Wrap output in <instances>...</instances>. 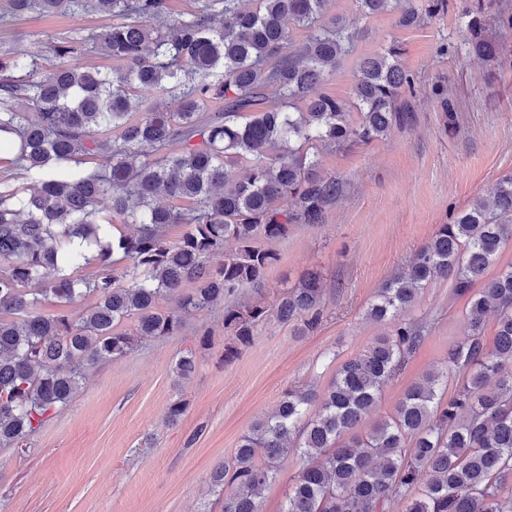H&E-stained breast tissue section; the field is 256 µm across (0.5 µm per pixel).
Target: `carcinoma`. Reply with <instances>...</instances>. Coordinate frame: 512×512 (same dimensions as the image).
I'll list each match as a JSON object with an SVG mask.
<instances>
[{
  "mask_svg": "<svg viewBox=\"0 0 512 512\" xmlns=\"http://www.w3.org/2000/svg\"><path fill=\"white\" fill-rule=\"evenodd\" d=\"M330 0H202L165 27L171 0H4L0 20L84 12L112 24L40 51H0V447L34 436L100 362L126 357L144 337L177 335L185 319L255 286L276 260L261 240L295 224H321L345 182L320 171L319 154L368 144L409 118L413 76L401 49L363 60L354 99L314 89L352 52L355 33L320 19ZM364 15L401 9L418 25L446 0H358ZM468 53L490 66L512 54V10H464ZM310 35L283 52L293 29ZM113 66L78 62L90 50ZM48 62L43 66L41 61ZM276 86L271 100L266 88ZM155 87L174 108L138 101ZM213 101L224 109L204 115ZM304 109H295V103ZM358 120L350 118L351 108ZM26 174L17 187L13 171ZM292 201L281 211L274 202ZM133 228L114 234L116 224ZM186 231L176 243L167 229ZM233 241L236 248L226 251ZM512 245V174L440 224L408 268L379 289L367 314L390 321L323 389L295 385L244 434L211 474L221 512H262L258 495L290 455L301 465L281 512H512V265L487 276ZM218 253L224 260L208 266ZM97 265L101 271L80 275ZM453 281L466 300L464 336L440 368L405 390L365 433L363 421L425 339L404 319L425 286ZM195 287L186 289L188 283ZM325 288L305 273L274 308L224 306V362L240 358L269 317L312 330ZM92 296L76 318L66 307ZM174 309H164L168 300ZM496 316L493 341L486 316ZM134 321L125 332L119 326ZM181 350L180 381L196 372ZM457 389L447 397L448 376Z\"/></svg>",
  "mask_w": 512,
  "mask_h": 512,
  "instance_id": "1",
  "label": "carcinoma"
}]
</instances>
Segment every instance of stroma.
<instances>
[{"label":"stroma","mask_w":512,"mask_h":512,"mask_svg":"<svg viewBox=\"0 0 512 512\" xmlns=\"http://www.w3.org/2000/svg\"><path fill=\"white\" fill-rule=\"evenodd\" d=\"M465 0L417 26L399 23V10L367 18L356 0H330L325 22L356 33L352 53L325 74L317 90L351 100L357 65L399 44L415 79L412 118L368 144L327 150L323 174L341 178L344 195L323 223L297 224L268 241L276 255L243 303L274 305L309 271L326 285L324 318L313 331L269 322L233 363H223L224 307L190 317L179 335L145 338L128 357L95 365L69 404L24 448H0V512H219L208 492L211 472L230 458L240 437L274 411L289 386H325L334 365L354 358L390 331L367 306L406 268L438 225L488 194L512 173V62L486 67L466 54ZM87 13L26 15L0 23V46L37 48L103 27ZM457 128H448V109ZM427 336L384 389L379 414L391 413L405 389L440 367L463 336L465 301L449 281L427 285L408 313ZM208 337L198 347L200 337ZM197 346L198 368L177 382V353ZM187 402L176 425L166 422L176 396Z\"/></svg>","instance_id":"stroma-1"}]
</instances>
